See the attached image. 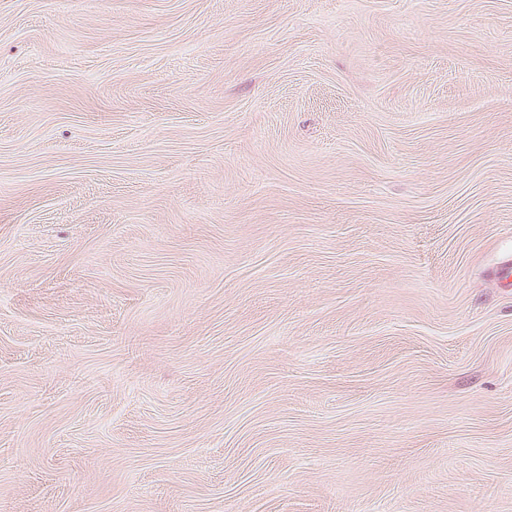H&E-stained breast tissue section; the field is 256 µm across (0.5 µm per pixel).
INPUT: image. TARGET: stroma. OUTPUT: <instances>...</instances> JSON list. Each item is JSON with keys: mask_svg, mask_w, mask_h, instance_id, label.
Returning a JSON list of instances; mask_svg holds the SVG:
<instances>
[{"mask_svg": "<svg viewBox=\"0 0 512 512\" xmlns=\"http://www.w3.org/2000/svg\"><path fill=\"white\" fill-rule=\"evenodd\" d=\"M512 0H0V512H512Z\"/></svg>", "mask_w": 512, "mask_h": 512, "instance_id": "1", "label": "stroma"}]
</instances>
